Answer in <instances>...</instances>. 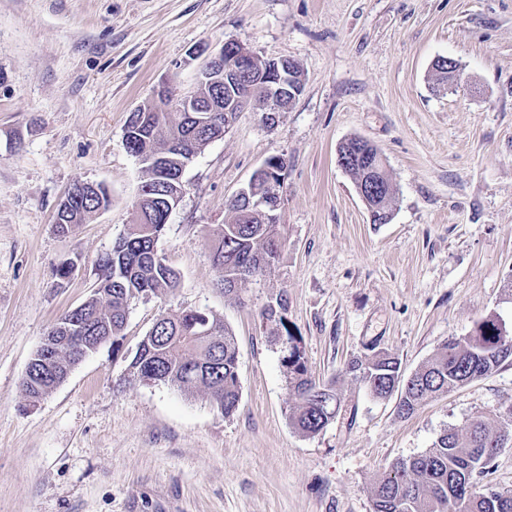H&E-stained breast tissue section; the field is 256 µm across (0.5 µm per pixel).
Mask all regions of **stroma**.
<instances>
[{
    "label": "stroma",
    "instance_id": "obj_1",
    "mask_svg": "<svg viewBox=\"0 0 512 512\" xmlns=\"http://www.w3.org/2000/svg\"><path fill=\"white\" fill-rule=\"evenodd\" d=\"M237 41L290 58L303 90L274 126L238 113L184 174L158 241L179 274L165 299L130 305L120 350L100 345L32 402L27 364L66 311L93 293L145 173L124 127L158 85L193 91L199 46ZM460 85L435 92L432 64ZM381 152L393 218L371 223L337 162L342 141ZM285 158L265 276L225 293L212 251L227 203L270 156ZM109 207L55 228L73 184ZM77 273L59 279L65 260ZM284 316L310 376L336 389L322 431L289 422ZM199 308L236 340L240 399L222 416L131 376L165 308ZM500 316L512 326V0H0V512H374L371 488L444 430L512 406V359L399 416L346 372L385 350L405 374L448 340Z\"/></svg>",
    "mask_w": 512,
    "mask_h": 512
}]
</instances>
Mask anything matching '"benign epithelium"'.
Segmentation results:
<instances>
[{
  "instance_id": "benign-epithelium-1",
  "label": "benign epithelium",
  "mask_w": 512,
  "mask_h": 512,
  "mask_svg": "<svg viewBox=\"0 0 512 512\" xmlns=\"http://www.w3.org/2000/svg\"><path fill=\"white\" fill-rule=\"evenodd\" d=\"M295 61L287 58L262 60L244 45L228 41L217 51L207 55L205 65L200 70L196 90L179 100L173 99L166 86H159L154 92V101L170 112H195L198 101L202 98L201 90L212 86L225 85L239 87L240 93L225 105H216L213 112H240L255 101L258 92L268 96V100L285 102L295 93L289 82L294 71ZM269 163H264L255 171L247 185L235 196L234 200H246L251 209L264 224L276 223L275 211L280 204V188L283 177L272 175ZM265 178L266 193L256 194L254 185L259 178Z\"/></svg>"
}]
</instances>
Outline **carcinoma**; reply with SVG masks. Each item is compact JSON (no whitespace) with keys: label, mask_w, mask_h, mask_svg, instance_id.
I'll return each mask as SVG.
<instances>
[{"label":"carcinoma","mask_w":512,"mask_h":512,"mask_svg":"<svg viewBox=\"0 0 512 512\" xmlns=\"http://www.w3.org/2000/svg\"><path fill=\"white\" fill-rule=\"evenodd\" d=\"M231 112H215L212 125L196 127L185 112H156L154 106L131 113L125 127L126 148L143 164L145 191L135 202L146 217L145 224H128L110 253L100 260L101 276L96 291L84 305L61 315L54 326H65L77 340L79 353L71 344L55 341L56 356L45 363L38 349L29 361L28 377L22 388L28 398L40 399L61 384L71 369L97 348L98 338L112 336V350L120 349L129 304L143 297L164 298L178 284L177 273L158 253L157 243L166 227L168 205L149 189L165 186L177 192L172 166L164 165L168 146L178 144L186 154H200L213 139L224 136ZM338 155L347 160L346 171L358 180L369 167L379 166L380 153L356 138L339 146ZM385 189L368 195L377 212L392 210L388 171L375 173ZM70 206L66 215L56 214L55 224L64 233L73 224H85L107 208L109 194L98 190L76 194L67 192ZM243 203L227 205L214 249L213 263L221 273L227 294L266 274L275 265L282 248L279 225L247 219ZM265 311L268 321L286 331L288 382L297 399L293 425L305 434L326 427L339 408L336 390L308 375L296 338L288 331L281 310ZM512 358V329L498 318L483 321L475 334L444 345L410 378L402 379L400 362L380 352L366 360H354L347 372L363 382L376 399H385L401 389L398 413L409 416L426 400L448 389L470 382L474 376L495 371ZM130 374L142 381L169 385L186 395L205 393L211 406L221 415L232 414L239 402L236 347L232 333L220 320L199 309H168L159 314L129 363ZM509 438L491 419L478 416L459 428L444 431L433 448L409 460L394 464L375 484L374 512H512V491L477 490L475 478L496 457Z\"/></svg>","instance_id":"cac0c4a2"}]
</instances>
